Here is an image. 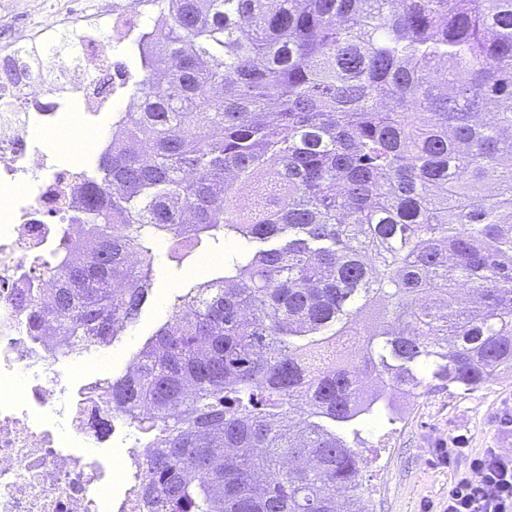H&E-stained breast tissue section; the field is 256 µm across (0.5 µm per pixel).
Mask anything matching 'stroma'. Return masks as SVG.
<instances>
[{"instance_id": "35a3bbf8", "label": "stroma", "mask_w": 512, "mask_h": 512, "mask_svg": "<svg viewBox=\"0 0 512 512\" xmlns=\"http://www.w3.org/2000/svg\"><path fill=\"white\" fill-rule=\"evenodd\" d=\"M184 272L161 269L137 323L106 350L86 353L100 373L125 372L134 354L170 315ZM396 420L365 433L359 447L373 512H443L448 492L471 459L487 448H512V377H493L475 393L435 387L397 400ZM457 449L448 458L449 449Z\"/></svg>"}]
</instances>
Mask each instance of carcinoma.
Wrapping results in <instances>:
<instances>
[{
    "instance_id": "carcinoma-1",
    "label": "carcinoma",
    "mask_w": 512,
    "mask_h": 512,
    "mask_svg": "<svg viewBox=\"0 0 512 512\" xmlns=\"http://www.w3.org/2000/svg\"><path fill=\"white\" fill-rule=\"evenodd\" d=\"M132 2L140 121L16 305L112 343L223 245L111 379L145 512H371L394 396L512 370V0Z\"/></svg>"
}]
</instances>
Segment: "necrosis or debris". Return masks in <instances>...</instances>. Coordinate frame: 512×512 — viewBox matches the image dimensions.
Segmentation results:
<instances>
[{
	"label": "necrosis or debris",
	"mask_w": 512,
	"mask_h": 512,
	"mask_svg": "<svg viewBox=\"0 0 512 512\" xmlns=\"http://www.w3.org/2000/svg\"><path fill=\"white\" fill-rule=\"evenodd\" d=\"M127 0H97L93 17L73 16L74 62L51 78L22 48L52 45L60 4L39 8L29 31L0 48V512H142L137 471L143 449L116 436L109 378L81 356L54 360L33 341L16 307L19 288H38L58 237L76 241L73 176L34 143L36 132L90 131L91 118L126 80L116 43H136L141 26Z\"/></svg>",
	"instance_id": "4bbe7bcc"
}]
</instances>
